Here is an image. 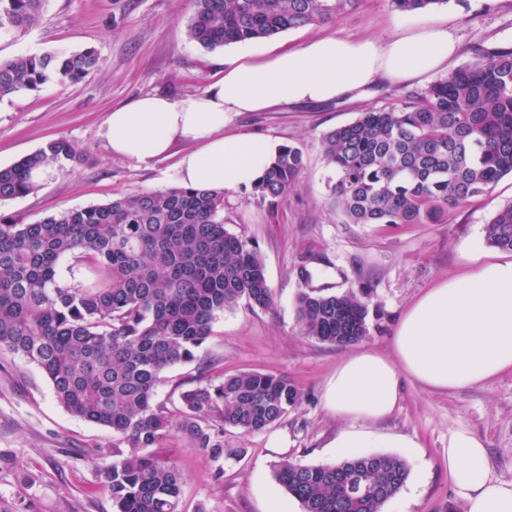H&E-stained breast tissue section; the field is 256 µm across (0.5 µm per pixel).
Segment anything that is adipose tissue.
<instances>
[{"label": "adipose tissue", "mask_w": 512, "mask_h": 512, "mask_svg": "<svg viewBox=\"0 0 512 512\" xmlns=\"http://www.w3.org/2000/svg\"><path fill=\"white\" fill-rule=\"evenodd\" d=\"M457 42L447 22L397 24L383 40L314 37L262 57L248 46L224 59V74L200 94H148L109 112L99 136L113 154L148 168L175 142L179 182L227 193L260 180L280 141L231 131L236 116L280 105L359 98L376 81L420 80L447 69ZM512 371V256H499L423 292L404 312L388 352L360 350L337 363L324 385L328 412L347 420L337 455L403 436L370 430L399 403L402 379L427 389L463 390ZM448 478L466 512H512V482L493 478L484 442L457 430L448 438Z\"/></svg>", "instance_id": "adipose-tissue-1"}]
</instances>
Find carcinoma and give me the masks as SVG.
Masks as SVG:
<instances>
[{
  "instance_id": "carcinoma-1",
  "label": "carcinoma",
  "mask_w": 512,
  "mask_h": 512,
  "mask_svg": "<svg viewBox=\"0 0 512 512\" xmlns=\"http://www.w3.org/2000/svg\"><path fill=\"white\" fill-rule=\"evenodd\" d=\"M46 0H0V35L21 33ZM449 0H391L419 12ZM358 0H192L190 41L213 51L335 23ZM476 60L387 109L368 110L323 135L336 173L331 195L345 224H436L512 174V48L474 49ZM100 68L91 50L0 59V99L47 84H75ZM81 162L66 139L0 167V201L38 186L40 166ZM304 169L285 145L255 186L282 199ZM224 193L176 187L72 208L36 222L0 219V353L37 365L73 416L112 430L107 487L115 512H177L182 474L151 449L174 434L214 456L226 428L258 432L300 400L285 377L254 371L192 381L173 414L156 402L171 367L196 359L216 316L244 301L273 304L263 260L226 230ZM488 246L512 252V204L485 225ZM367 288H304L301 335L352 345L369 335ZM409 471L398 456L352 455L334 465H277L278 484L302 512H382Z\"/></svg>"
}]
</instances>
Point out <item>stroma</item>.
Wrapping results in <instances>:
<instances>
[{"instance_id":"obj_1","label":"stroma","mask_w":512,"mask_h":512,"mask_svg":"<svg viewBox=\"0 0 512 512\" xmlns=\"http://www.w3.org/2000/svg\"><path fill=\"white\" fill-rule=\"evenodd\" d=\"M191 0H48L36 25L0 38V58L59 49L95 50L102 67L75 85H51L0 100V166L11 165L58 138L72 142L85 160L67 163L38 190L0 202V216L21 223L72 208L100 204L141 190L177 186L175 158L135 167L114 156L98 136L112 107L145 94L181 99L201 93L222 76L232 46L207 51L191 42L186 26ZM448 20L459 44L449 62L456 69L473 61L475 48H512V0H449L433 9ZM390 0H359L356 10L333 24L307 26L256 41L257 49L296 47L311 37L338 33L354 39L389 37L404 20ZM428 81L381 83L360 101L274 108L239 114L237 132L275 136L301 149L305 167L288 198L261 199L253 187L226 198V229L251 241L266 268L275 304L269 309L238 304L218 315L195 362L165 373L156 400L167 407L198 373L211 378L256 371L287 377L300 402L266 429L242 434L226 429L229 454L214 459L189 438L163 441L157 453L184 475L178 512H270L273 500L290 502L275 478L277 465H332L330 449L343 428L323 406L326 378L352 349L388 352L390 338L409 305L448 274L494 256L484 239L487 220L512 204V176L487 194L450 211L439 224H346L329 186L336 179L321 149L323 134L384 109ZM307 267L311 281L297 271ZM341 291L367 288L373 310L369 334L356 347L304 337L294 299L304 286ZM381 434H404L415 447H388L402 458L409 477L391 500L393 512H465L448 480V437L463 429L484 440L492 474L512 481V373L448 393L404 381L396 411L374 423ZM288 440L271 447L273 437ZM112 461V433L68 413L32 363L0 354V512H114L104 471ZM293 512L299 503L290 502Z\"/></svg>"}]
</instances>
